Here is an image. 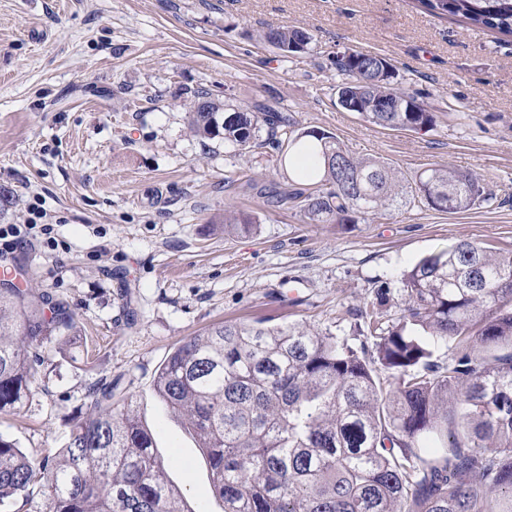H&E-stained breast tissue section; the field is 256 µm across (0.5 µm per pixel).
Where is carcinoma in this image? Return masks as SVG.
Masks as SVG:
<instances>
[{
	"mask_svg": "<svg viewBox=\"0 0 512 512\" xmlns=\"http://www.w3.org/2000/svg\"><path fill=\"white\" fill-rule=\"evenodd\" d=\"M415 2L432 16L512 37V0ZM300 36L312 39L296 26L261 38L290 54ZM378 59L357 51L332 61L345 76L339 94L383 128L433 126L424 103L370 69ZM187 112L201 138L270 145L285 151L284 163L318 158L294 171L312 186L261 190L311 224H357L416 201L463 212L492 198L478 177L450 166L422 171L408 194L389 163L356 158L334 135L303 130L286 113L221 105L206 90ZM402 282L398 325L383 326L375 307L357 313L375 338L371 351L264 318L190 336L163 362L154 393L196 435L224 512H512V252L492 256L459 242L420 260ZM75 332L64 303L0 288V411L31 393L43 344ZM431 338L455 343L451 361L434 354ZM89 397L67 446L38 462L0 435V507L36 491L46 512H187L136 398L113 401L110 383Z\"/></svg>",
	"mask_w": 512,
	"mask_h": 512,
	"instance_id": "obj_1",
	"label": "carcinoma"
}]
</instances>
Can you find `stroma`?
<instances>
[{"label":"stroma","mask_w":512,"mask_h":512,"mask_svg":"<svg viewBox=\"0 0 512 512\" xmlns=\"http://www.w3.org/2000/svg\"><path fill=\"white\" fill-rule=\"evenodd\" d=\"M278 26L308 29L313 50L264 44ZM345 50L389 61L433 127L390 130L343 109L331 58ZM200 89L291 113L409 180L452 165L494 198L461 213L395 207L347 230L306 223L259 193L292 175L277 150L193 135L185 102ZM0 186L15 196L0 225L48 224L59 242L0 249V266H24L22 287L77 323L43 345L0 434L33 459L64 448L89 389L111 382L115 398L139 396L192 512H224L206 455L153 395L159 367L187 337L260 317L367 344L359 310L382 304L397 325L403 275L421 259L460 240L511 252L512 38L414 0H0ZM228 209L251 214L249 230L223 227Z\"/></svg>","instance_id":"obj_1"}]
</instances>
